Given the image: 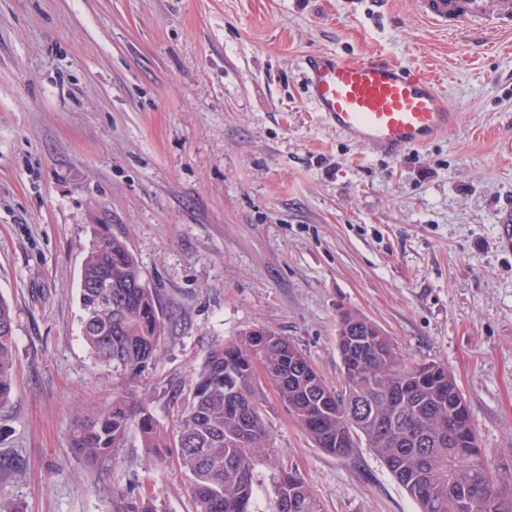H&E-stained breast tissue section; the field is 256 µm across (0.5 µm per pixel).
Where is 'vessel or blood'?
<instances>
[{"mask_svg": "<svg viewBox=\"0 0 512 512\" xmlns=\"http://www.w3.org/2000/svg\"><path fill=\"white\" fill-rule=\"evenodd\" d=\"M418 17L445 30L464 24L496 28L512 18V0H416ZM311 101L336 130L360 148L390 157L422 147L454 122L435 79L380 58L349 61L316 53L304 62Z\"/></svg>", "mask_w": 512, "mask_h": 512, "instance_id": "vessel-or-blood-1", "label": "vessel or blood"}]
</instances>
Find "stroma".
Segmentation results:
<instances>
[{"label":"stroma","mask_w":512,"mask_h":512,"mask_svg":"<svg viewBox=\"0 0 512 512\" xmlns=\"http://www.w3.org/2000/svg\"><path fill=\"white\" fill-rule=\"evenodd\" d=\"M385 57L433 75L456 114L397 158L366 153L309 99L305 58ZM512 26L443 31L415 0H0V298L17 379L0 498L22 512H114L132 481L193 512L189 480L137 433L97 473L72 449L112 382L81 335L79 272L124 239L167 319L131 386L174 431L207 352L245 329L287 338L344 386L339 316L376 324L408 363L453 374L479 445L512 458ZM281 466L324 512H417L366 447H316L266 378Z\"/></svg>","instance_id":"stroma-1"}]
</instances>
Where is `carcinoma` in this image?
<instances>
[{
  "mask_svg": "<svg viewBox=\"0 0 512 512\" xmlns=\"http://www.w3.org/2000/svg\"><path fill=\"white\" fill-rule=\"evenodd\" d=\"M82 337L94 358L127 381L156 360L165 334L156 290L126 243L107 237L92 244L80 268ZM340 316L338 350L345 387H329L311 363L291 365L288 339L260 347L258 330L242 332L210 349L196 373L176 438L151 410L124 388L106 406L89 411L72 447L90 465L108 468L116 448L135 430L156 462L176 460L189 480L196 512H251L254 470L275 449L254 390L261 371L276 387L295 422L316 445L349 457L366 442L416 502L419 512H512V463L494 464L483 454L454 376L432 363L408 365L372 322L352 347ZM16 346L10 305L0 298V408L15 385ZM455 426L448 427V419ZM276 512L290 500L300 512H323V504L295 472L280 471ZM117 512H161L141 493L119 502Z\"/></svg>",
  "mask_w": 512,
  "mask_h": 512,
  "instance_id": "1",
  "label": "carcinoma"
}]
</instances>
